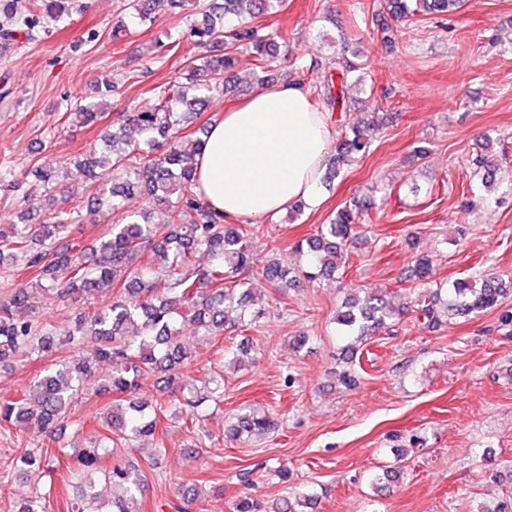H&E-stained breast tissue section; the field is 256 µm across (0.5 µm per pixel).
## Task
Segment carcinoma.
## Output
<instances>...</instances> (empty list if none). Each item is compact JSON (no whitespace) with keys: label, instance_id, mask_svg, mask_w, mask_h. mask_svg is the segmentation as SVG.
Listing matches in <instances>:
<instances>
[{"label":"carcinoma","instance_id":"cac0c4a2","mask_svg":"<svg viewBox=\"0 0 512 512\" xmlns=\"http://www.w3.org/2000/svg\"><path fill=\"white\" fill-rule=\"evenodd\" d=\"M134 18L145 21L161 4L174 0H132ZM383 8L398 19L420 12L448 13L462 0H382ZM42 12L60 18L69 11V0H34ZM274 0H223L201 12L174 50H185V65L175 80L151 89L154 105L139 112H120L119 128L104 130L99 145L86 153L58 164L47 162L37 169L39 178L58 183L59 170L101 182L104 202L117 216L90 245L69 238L70 227L79 223L80 208L60 210L48 224H11L0 231V265L11 259L21 262L26 280L17 284L0 301V363L53 352L55 338L27 312L29 299L38 294L46 303L85 305L99 292L115 294L112 304L93 311L81 310L74 318L70 341L93 336L97 346L90 352L54 359L35 378L32 392L0 398V426L20 427L35 421L42 431L55 428L72 406L88 395L85 384L102 366L110 372L99 379L95 395L112 397L104 422L107 433L90 438L89 446L67 455V468L84 480L79 485L73 512H140L139 496L144 479L130 465L116 463L101 468L102 456L114 449L120 438L155 437L160 418L167 410L183 421L186 431L198 442L210 438L202 422L205 404L224 400V375L215 371L196 384L183 380L181 366L189 352L180 338L220 337L228 330L243 335L264 318V310L249 307L251 299L246 274L256 265L252 237L238 224L227 223L197 193L194 157L203 148L200 139L186 147L177 133L185 115L202 112L214 93L234 92L242 54L252 60L254 84L276 81L279 53L271 33L254 24L268 13ZM224 43V53L211 54L209 47ZM330 72L340 75L324 84L317 96L333 107L340 103L343 87L352 78L363 79L360 67L345 57L327 63ZM83 126L102 117L93 104H79L69 113ZM136 132L148 150L140 149L123 131ZM368 142L353 128L336 141L327 177L354 162ZM143 195L155 207L176 204L185 221L168 225L152 222L147 212L128 210L125 199ZM363 215V205L352 198L337 210L317 235L294 245L306 254L305 267L298 275L271 258L262 265V276L277 288L335 278L345 266V246L354 226ZM206 256L199 265L196 253ZM432 259H416L415 273L423 291L417 309L426 323L435 328L448 313L469 315L495 309L506 289L495 276L481 281L458 279L452 287H435L427 282ZM396 309L381 295L367 292L353 296L336 315L343 335L358 340L386 330L399 319ZM165 375V382L179 392L167 404L153 396L137 395V380L144 374ZM278 426L269 411L253 410L238 417L227 431L237 442L242 436L263 437ZM56 459L41 448H21L11 459V468L28 477L55 469ZM201 494L196 488H180V504L175 512H192ZM311 496L300 491L271 504L252 497L233 503V512H300Z\"/></svg>","mask_w":512,"mask_h":512}]
</instances>
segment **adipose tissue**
I'll return each mask as SVG.
<instances>
[{
	"label": "adipose tissue",
	"instance_id": "obj_1",
	"mask_svg": "<svg viewBox=\"0 0 512 512\" xmlns=\"http://www.w3.org/2000/svg\"><path fill=\"white\" fill-rule=\"evenodd\" d=\"M336 136L303 87H262L210 127L196 158L198 192L232 219L273 218L301 201L318 208Z\"/></svg>",
	"mask_w": 512,
	"mask_h": 512
}]
</instances>
